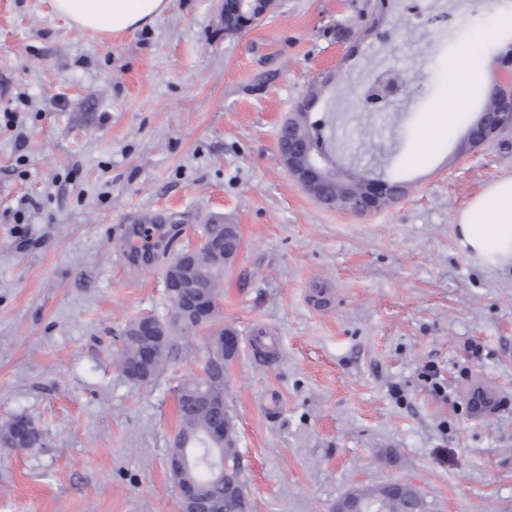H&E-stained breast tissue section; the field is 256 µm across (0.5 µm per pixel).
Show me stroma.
Masks as SVG:
<instances>
[{"instance_id":"obj_1","label":"stroma","mask_w":512,"mask_h":512,"mask_svg":"<svg viewBox=\"0 0 512 512\" xmlns=\"http://www.w3.org/2000/svg\"><path fill=\"white\" fill-rule=\"evenodd\" d=\"M415 4L382 16L376 0H277L228 35L224 0H171L101 40L50 0H0V113L18 121L0 122V428L23 416L46 437L0 452V512H179L165 465L176 387L225 327L240 338L224 402L254 512H334L393 481L417 486L425 512H512V408L477 419L465 397L479 378L512 399V270L479 265L455 228L512 176V130L464 153L461 127L414 158L450 102L449 69L494 62L512 29L482 40L486 0ZM377 16L408 37L366 35ZM386 68L417 89L398 131L357 107ZM317 82L337 164L405 181L399 201L330 209L280 163L278 129ZM217 213L241 247L213 329L175 333L166 369L129 381L113 362L122 329L173 311L165 243L196 247ZM143 214L166 221L145 251L130 232ZM258 325L278 339L267 362L250 346Z\"/></svg>"}]
</instances>
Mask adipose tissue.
I'll return each mask as SVG.
<instances>
[{
  "label": "adipose tissue",
  "mask_w": 512,
  "mask_h": 512,
  "mask_svg": "<svg viewBox=\"0 0 512 512\" xmlns=\"http://www.w3.org/2000/svg\"><path fill=\"white\" fill-rule=\"evenodd\" d=\"M170 0H53L56 12L81 31L115 34L151 24ZM453 105L434 112L418 139V152L453 129L469 105L475 76L472 70L448 73ZM460 248L492 268L512 266V177L487 185L456 220Z\"/></svg>",
  "instance_id": "1"
}]
</instances>
